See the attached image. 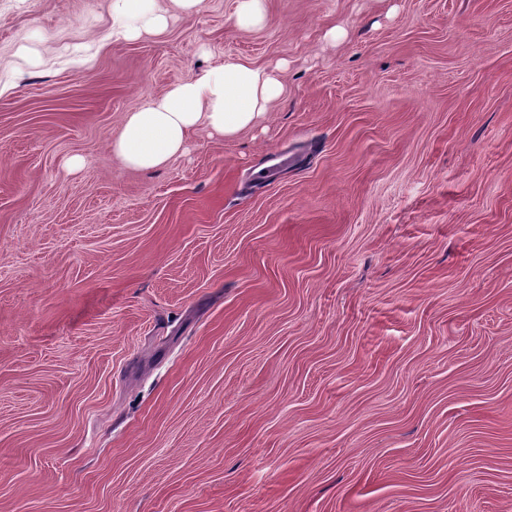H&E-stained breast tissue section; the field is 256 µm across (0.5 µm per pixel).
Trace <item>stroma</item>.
I'll use <instances>...</instances> for the list:
<instances>
[{"label": "stroma", "mask_w": 512, "mask_h": 512, "mask_svg": "<svg viewBox=\"0 0 512 512\" xmlns=\"http://www.w3.org/2000/svg\"><path fill=\"white\" fill-rule=\"evenodd\" d=\"M234 10L0 0V512H512V0ZM237 60L253 127L113 158ZM112 10V40L129 42L144 34H159L168 26L159 0H115ZM266 20L265 0H236L235 25L251 30L263 26ZM282 65L225 62L171 84L133 107L112 139L113 157L124 167L149 172L186 150L199 125L232 137L255 124L283 93Z\"/></svg>", "instance_id": "obj_1"}]
</instances>
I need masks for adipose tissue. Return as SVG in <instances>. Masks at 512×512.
Masks as SVG:
<instances>
[{"label": "adipose tissue", "instance_id": "adipose-tissue-1", "mask_svg": "<svg viewBox=\"0 0 512 512\" xmlns=\"http://www.w3.org/2000/svg\"><path fill=\"white\" fill-rule=\"evenodd\" d=\"M112 39L129 42L168 26L159 0H115ZM283 93L277 67L227 62L171 84L133 107L112 139L113 157L124 167L149 172L184 153L189 135L204 125L231 137L255 124Z\"/></svg>", "mask_w": 512, "mask_h": 512}]
</instances>
